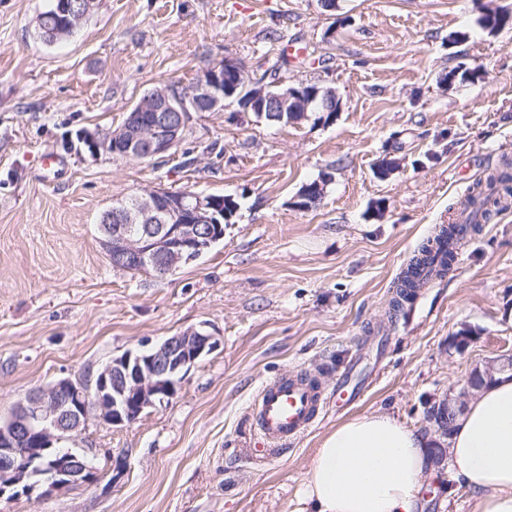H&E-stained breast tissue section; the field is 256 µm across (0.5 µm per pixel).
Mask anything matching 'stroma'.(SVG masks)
<instances>
[{"mask_svg":"<svg viewBox=\"0 0 512 512\" xmlns=\"http://www.w3.org/2000/svg\"><path fill=\"white\" fill-rule=\"evenodd\" d=\"M498 2L99 0L72 37L46 44L34 20L49 0H0V419L30 389L93 378L143 340L202 326L220 342L168 404L123 427L90 419L68 440L105 471L122 457L115 479L4 499L0 512H301L325 435L375 412L447 447L429 408L512 355V198L446 277L400 311L389 302L469 187L512 161V29L478 22ZM291 41L303 62L289 60ZM227 57L251 77L333 89L341 109L287 127L234 105L202 112L162 159L63 149ZM456 67L481 78L446 82ZM326 172L319 205L294 207ZM158 188L238 203L223 239L162 281L113 267L97 229L113 202ZM355 361L369 366L355 404H329L286 450H261L249 409L266 383L325 382ZM435 469L423 512H472L448 462Z\"/></svg>","mask_w":512,"mask_h":512,"instance_id":"1","label":"stroma"}]
</instances>
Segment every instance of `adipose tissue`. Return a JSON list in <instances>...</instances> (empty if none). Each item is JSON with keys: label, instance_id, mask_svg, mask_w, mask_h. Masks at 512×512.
Here are the masks:
<instances>
[{"label": "adipose tissue", "instance_id": "obj_1", "mask_svg": "<svg viewBox=\"0 0 512 512\" xmlns=\"http://www.w3.org/2000/svg\"><path fill=\"white\" fill-rule=\"evenodd\" d=\"M428 448V436L387 414L338 424L306 471L305 512H417L435 474ZM448 457L473 512H512V372L475 390L454 421Z\"/></svg>", "mask_w": 512, "mask_h": 512}]
</instances>
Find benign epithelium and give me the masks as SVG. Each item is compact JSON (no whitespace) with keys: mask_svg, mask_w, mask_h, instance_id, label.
I'll return each instance as SVG.
<instances>
[{"mask_svg":"<svg viewBox=\"0 0 512 512\" xmlns=\"http://www.w3.org/2000/svg\"><path fill=\"white\" fill-rule=\"evenodd\" d=\"M58 2V14L68 18L73 30L94 11V0L79 7L73 0ZM320 92L305 82L250 80L226 58L203 71L187 95L171 89L147 95L132 107L125 125L108 137L122 143L126 158H163L182 142L195 113L219 112L235 104L242 112L262 115L267 105L286 112L291 102L302 103L306 113ZM143 112L152 113L153 120L143 122ZM80 138L90 155H100L102 133L85 130ZM165 218L169 223H163ZM228 218L224 202L210 194L155 190L142 196L133 211L113 206L101 212L98 231L112 262L151 265L158 277L166 278L223 239L214 226ZM218 346L214 336L191 328L113 357L92 380L62 378L29 391L17 401L12 420L0 426V474L6 486L19 485L33 474L45 476V495L97 483L102 478L98 469L79 460L57 466L44 456L59 441V433L77 430L93 416L112 426L135 422L146 409L170 400L186 372Z\"/></svg>","mask_w":512,"mask_h":512,"instance_id":"7a95c632","label":"benign epithelium"}]
</instances>
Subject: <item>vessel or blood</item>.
Here are the masks:
<instances>
[{
	"label": "vessel or blood",
	"instance_id": "1",
	"mask_svg": "<svg viewBox=\"0 0 512 512\" xmlns=\"http://www.w3.org/2000/svg\"><path fill=\"white\" fill-rule=\"evenodd\" d=\"M328 404L322 389L300 375H282L263 386L251 410V420L271 445H283L308 433Z\"/></svg>",
	"mask_w": 512,
	"mask_h": 512
}]
</instances>
